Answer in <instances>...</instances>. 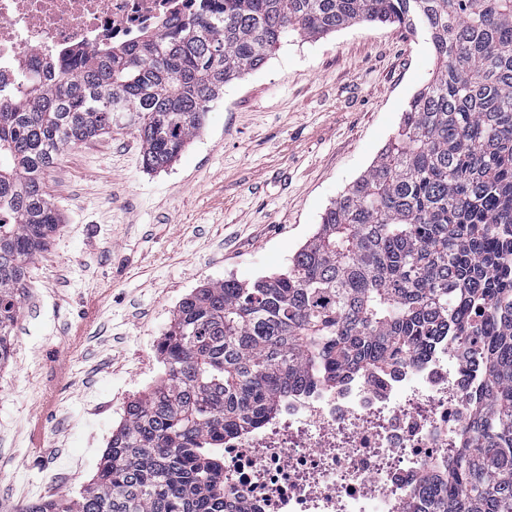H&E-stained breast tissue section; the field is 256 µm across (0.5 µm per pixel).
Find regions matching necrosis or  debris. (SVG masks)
I'll return each mask as SVG.
<instances>
[{
    "label": "necrosis or debris",
    "mask_w": 512,
    "mask_h": 512,
    "mask_svg": "<svg viewBox=\"0 0 512 512\" xmlns=\"http://www.w3.org/2000/svg\"><path fill=\"white\" fill-rule=\"evenodd\" d=\"M198 0H0V93L66 49L135 42ZM485 381L472 348L436 337L385 375L346 377L285 400L224 439L226 512H403L424 470L471 438Z\"/></svg>",
    "instance_id": "obj_1"
}]
</instances>
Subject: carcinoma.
I'll list each match as a JSON object with an SVG mask.
<instances>
[{
  "mask_svg": "<svg viewBox=\"0 0 512 512\" xmlns=\"http://www.w3.org/2000/svg\"><path fill=\"white\" fill-rule=\"evenodd\" d=\"M201 2L189 23L72 51L51 81L26 73L0 100V364L29 264L61 224L43 175L65 149L130 128L146 169L169 167L224 84L291 35L422 29L436 69L284 272L181 301L163 375L128 404L91 483L25 512H224V437L444 334L477 340L484 400L469 444L424 472L408 512H512V0Z\"/></svg>",
  "mask_w": 512,
  "mask_h": 512,
  "instance_id": "carcinoma-1",
  "label": "carcinoma"
}]
</instances>
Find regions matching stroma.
<instances>
[{
	"label": "stroma",
	"mask_w": 512,
	"mask_h": 512,
	"mask_svg": "<svg viewBox=\"0 0 512 512\" xmlns=\"http://www.w3.org/2000/svg\"><path fill=\"white\" fill-rule=\"evenodd\" d=\"M425 32L364 22L289 38L224 87L169 167L128 129L66 149L45 177L62 222L31 264L0 367V512L78 495L195 289L283 271L432 76Z\"/></svg>",
	"instance_id": "obj_1"
}]
</instances>
